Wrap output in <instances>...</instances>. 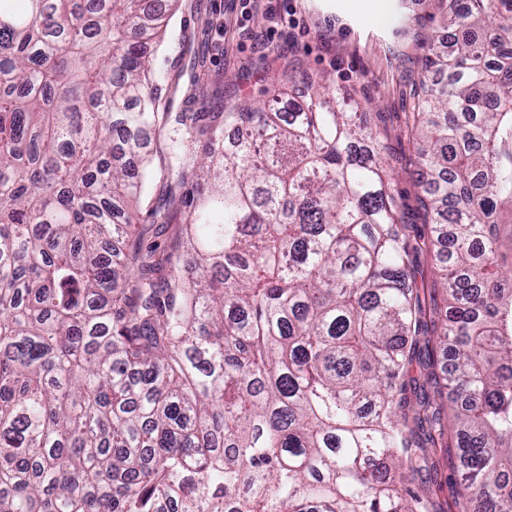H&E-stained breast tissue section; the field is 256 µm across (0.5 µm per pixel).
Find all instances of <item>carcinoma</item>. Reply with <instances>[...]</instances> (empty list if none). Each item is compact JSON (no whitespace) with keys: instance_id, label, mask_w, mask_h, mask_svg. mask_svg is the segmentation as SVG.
I'll list each match as a JSON object with an SVG mask.
<instances>
[{"instance_id":"cac0c4a2","label":"carcinoma","mask_w":512,"mask_h":512,"mask_svg":"<svg viewBox=\"0 0 512 512\" xmlns=\"http://www.w3.org/2000/svg\"><path fill=\"white\" fill-rule=\"evenodd\" d=\"M178 2L0 0V512H429L415 439L447 435L457 512H512V0H452L453 48L424 46L426 235L327 78L182 113L181 179L210 184L188 280L119 247L164 130L141 38ZM417 336L448 350L447 418ZM415 270L417 272L416 275L419 285L424 286V288H421V296L423 298L422 291L424 290L426 305L430 303L431 296L435 298V300L439 304V307H441L442 309L445 302L441 293L438 294L437 292L434 293L433 291V284L436 279V275L434 273V268L429 262V260H427L425 256H421L418 259V262L415 266Z\"/></svg>"}]
</instances>
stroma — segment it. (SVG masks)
I'll list each match as a JSON object with an SVG mask.
<instances>
[{
    "label": "stroma",
    "instance_id": "35a3bbf8",
    "mask_svg": "<svg viewBox=\"0 0 512 512\" xmlns=\"http://www.w3.org/2000/svg\"><path fill=\"white\" fill-rule=\"evenodd\" d=\"M288 4L298 27L275 26L274 14ZM447 34L435 0H264L246 19L239 0H180L151 56L161 88L160 109L169 119L162 152L151 164L150 187L138 204L134 243L177 254L183 274L193 273L183 235L185 199L201 188L180 181L178 161L187 156L188 146L175 117L210 112L214 106L210 95L194 91L190 73L208 74L211 83L222 86L225 108L257 106L267 97V58L276 50L281 53L278 66L295 81V96L305 93L302 75L327 73L336 80L338 102L370 100L369 119L389 147L402 219L415 233H424L417 146L408 128L423 47ZM157 208L167 218L161 226L150 217ZM428 455L440 481L423 484L420 491L429 498L431 512H454L452 494L442 482L450 468L448 453L432 448Z\"/></svg>",
    "mask_w": 512,
    "mask_h": 512
}]
</instances>
